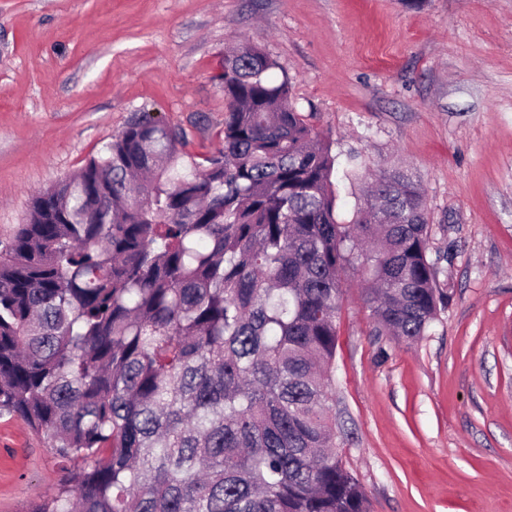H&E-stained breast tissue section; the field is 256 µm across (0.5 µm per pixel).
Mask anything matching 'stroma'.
Returning <instances> with one entry per match:
<instances>
[{
	"instance_id": "35a3bbf8",
	"label": "stroma",
	"mask_w": 512,
	"mask_h": 512,
	"mask_svg": "<svg viewBox=\"0 0 512 512\" xmlns=\"http://www.w3.org/2000/svg\"><path fill=\"white\" fill-rule=\"evenodd\" d=\"M277 60L332 142L338 213L410 169L447 307L418 341L374 332L347 276L332 415L371 512H512V0H0V242L41 192L142 113L201 159L224 137L227 43ZM64 473L0 415V512Z\"/></svg>"
}]
</instances>
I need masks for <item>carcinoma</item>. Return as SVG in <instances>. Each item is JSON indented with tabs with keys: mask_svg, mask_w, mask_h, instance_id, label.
I'll list each match as a JSON object with an SVG mask.
<instances>
[{
	"mask_svg": "<svg viewBox=\"0 0 512 512\" xmlns=\"http://www.w3.org/2000/svg\"><path fill=\"white\" fill-rule=\"evenodd\" d=\"M275 59L224 51V143L144 113L0 246V414L66 473L30 512H370L330 411L343 278L412 343L448 304L409 171L348 223Z\"/></svg>",
	"mask_w": 512,
	"mask_h": 512,
	"instance_id": "cac0c4a2",
	"label": "carcinoma"
}]
</instances>
